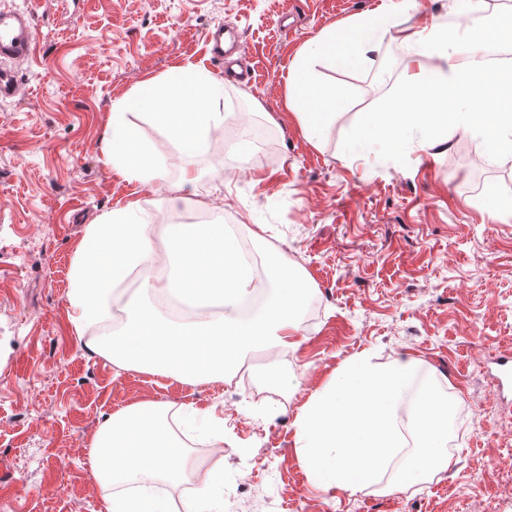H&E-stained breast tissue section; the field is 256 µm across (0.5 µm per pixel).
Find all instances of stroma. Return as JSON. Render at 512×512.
Segmentation results:
<instances>
[{
  "label": "stroma",
  "mask_w": 512,
  "mask_h": 512,
  "mask_svg": "<svg viewBox=\"0 0 512 512\" xmlns=\"http://www.w3.org/2000/svg\"><path fill=\"white\" fill-rule=\"evenodd\" d=\"M388 0H0L31 16L35 57L17 65L20 93L0 101V512H106L87 444L105 415L150 401L224 420L220 505L235 512L234 476L246 471L244 512H482L499 505L512 476V395L500 399L496 358L512 357V216L487 211L488 190L512 197V162L495 161L454 135L433 156L356 153L350 132L388 106L395 65L315 78L338 104L326 134L306 139L287 107L295 53L324 27ZM236 29L254 68L224 84V125L196 161L192 203L171 205L178 150L153 118L134 115L140 142L167 163L142 186L104 164L112 102L144 79L191 60L217 74L207 34ZM270 128L268 158L239 165L229 145L242 116ZM137 203L146 224L197 214L240 225L261 259L286 254L309 282L314 323L297 351L255 366L235 398L223 383L190 386L116 371L75 332L68 301L75 250L103 211ZM417 360L421 383L397 407L399 423L423 387L448 400L446 470L402 480L412 447L356 493L326 492L304 467L295 422L309 396L355 356ZM273 364L294 386L274 385Z\"/></svg>",
  "instance_id": "stroma-1"
}]
</instances>
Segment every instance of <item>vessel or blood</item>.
Instances as JSON below:
<instances>
[{"label": "vessel or blood", "mask_w": 512, "mask_h": 512, "mask_svg": "<svg viewBox=\"0 0 512 512\" xmlns=\"http://www.w3.org/2000/svg\"><path fill=\"white\" fill-rule=\"evenodd\" d=\"M32 54L31 17L15 10H0V100L13 97L18 89L14 63Z\"/></svg>", "instance_id": "b4317fda"}]
</instances>
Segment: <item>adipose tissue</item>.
Masks as SVG:
<instances>
[{"instance_id":"adipose-tissue-1","label":"adipose tissue","mask_w":512,"mask_h":512,"mask_svg":"<svg viewBox=\"0 0 512 512\" xmlns=\"http://www.w3.org/2000/svg\"><path fill=\"white\" fill-rule=\"evenodd\" d=\"M460 27L495 39L471 0H450ZM403 10L393 6L329 25L300 48L288 78V105L305 136L324 132V118L336 107V95L319 89L312 77L316 58L336 68L365 64L382 44L402 52L404 73L398 93L384 111L365 113L351 131L359 148L379 143L399 155L410 143L424 151L445 150L458 132L477 140L479 148L512 160V113L499 111L490 84L512 93V72L491 75L480 53L466 61L456 57L459 29L433 24L405 27ZM224 81L193 63L176 66L164 76L138 83L133 92L112 105L102 141L104 162L128 180H164L166 167L141 144L129 120L133 114L156 118L178 146L181 180L175 190L189 194L197 182L195 159L210 135L224 124ZM236 240L222 222L173 224L157 243L152 225L139 223L134 210L113 209L86 225L72 269L68 300L75 328L107 313L116 287L134 269L146 271L140 298L124 305L127 322L120 333L98 338L94 350L107 354L123 370L170 376L190 384L223 381L249 347L276 352L298 347L294 316L308 288L286 255L273 266L276 293L267 308L249 319L237 315L238 305L257 285L237 261ZM166 295L190 310L183 320H160L148 297ZM218 304V317L204 319L198 307ZM448 404L437 392L418 396L410 410L411 433L418 448L410 472L446 468ZM166 410L140 403L108 414L89 444L88 455L107 503V512H174L171 502L155 496L153 484L189 485L193 494L183 512H212L222 462L203 472L192 466L166 433Z\"/></svg>"}]
</instances>
